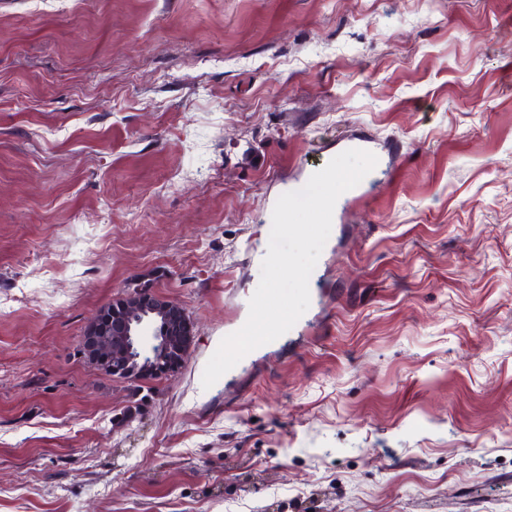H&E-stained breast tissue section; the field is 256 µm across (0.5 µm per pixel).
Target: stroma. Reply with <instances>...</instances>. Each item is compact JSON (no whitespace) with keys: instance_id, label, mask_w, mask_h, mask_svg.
I'll list each match as a JSON object with an SVG mask.
<instances>
[{"instance_id":"35a3bbf8","label":"stroma","mask_w":512,"mask_h":512,"mask_svg":"<svg viewBox=\"0 0 512 512\" xmlns=\"http://www.w3.org/2000/svg\"><path fill=\"white\" fill-rule=\"evenodd\" d=\"M348 149L288 347L203 388ZM147 278L138 409L81 343ZM0 512H512V0H0Z\"/></svg>"}]
</instances>
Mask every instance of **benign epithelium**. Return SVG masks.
<instances>
[{
	"label": "benign epithelium",
	"mask_w": 512,
	"mask_h": 512,
	"mask_svg": "<svg viewBox=\"0 0 512 512\" xmlns=\"http://www.w3.org/2000/svg\"><path fill=\"white\" fill-rule=\"evenodd\" d=\"M158 336L156 343L173 344L182 353L192 343V322L186 309L153 291V285L138 284L132 292L101 307L88 324L83 343L88 359L107 373H129L143 360L139 336L145 323Z\"/></svg>",
	"instance_id": "7a95c632"
}]
</instances>
